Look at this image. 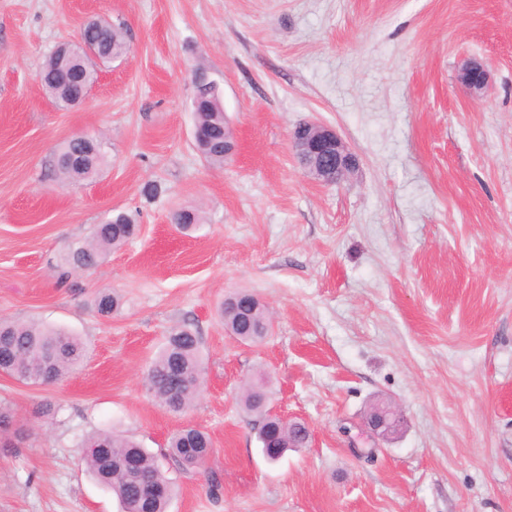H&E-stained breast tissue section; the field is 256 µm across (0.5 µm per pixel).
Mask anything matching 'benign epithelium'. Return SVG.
Here are the masks:
<instances>
[{
    "label": "benign epithelium",
    "mask_w": 512,
    "mask_h": 512,
    "mask_svg": "<svg viewBox=\"0 0 512 512\" xmlns=\"http://www.w3.org/2000/svg\"><path fill=\"white\" fill-rule=\"evenodd\" d=\"M459 82L471 98L478 100L488 83V70L485 64L475 59H467L461 66ZM292 148L296 154L310 159L308 172L316 180L332 184L336 178L330 176L329 166L346 174L356 168V158L349 151L337 133L314 120L301 124L292 132ZM397 422L385 414L372 415L365 421V427L374 438H384Z\"/></svg>",
    "instance_id": "benign-epithelium-1"
}]
</instances>
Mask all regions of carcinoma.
<instances>
[{"mask_svg":"<svg viewBox=\"0 0 512 512\" xmlns=\"http://www.w3.org/2000/svg\"><path fill=\"white\" fill-rule=\"evenodd\" d=\"M82 41L97 48L103 55L120 58L127 45L121 29L109 23L88 24L81 32ZM80 72L83 82L97 80V70L80 56L64 62L52 53L41 70V82L52 100L62 106L72 105L78 93L77 84L64 80L65 72ZM192 107L197 136L195 146L210 163H224V136L229 134L224 123L221 92L216 84L197 74ZM104 161L101 150L87 154L85 149L67 142L55 162L66 181L79 180L94 174ZM177 226L189 230L199 223V214L191 209L173 213ZM137 224L131 216L120 212L103 224L95 225L91 241L70 249L67 265L73 269L95 265L108 251L127 243L136 234ZM98 313L110 315L118 307L117 298L107 291L96 296ZM225 328L245 344L264 340L260 333L271 326L267 309L255 295L244 292L236 303L220 305ZM84 356L81 340L69 331L34 320L0 321V374L34 384L48 385L67 375ZM201 336L185 323L166 337L146 374L147 392L168 412L182 415L189 411L202 388ZM264 379L245 389L243 405L261 417L258 442L264 457L275 462L288 448H303L309 442L308 427L298 421L283 422L268 415ZM85 465L87 471L107 490L116 495L121 512H168L174 492V481L157 463L156 457L139 444L114 433L88 435ZM169 457L181 470L203 467L211 453L206 433L185 426L169 440Z\"/></svg>","mask_w":512,"mask_h":512,"instance_id":"1","label":"carcinoma"}]
</instances>
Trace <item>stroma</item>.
<instances>
[{
	"label": "stroma",
	"instance_id": "35a3bbf8",
	"mask_svg": "<svg viewBox=\"0 0 512 512\" xmlns=\"http://www.w3.org/2000/svg\"><path fill=\"white\" fill-rule=\"evenodd\" d=\"M92 19L130 50L60 108L42 66ZM466 58L490 72L478 101ZM199 69L237 144L220 165L193 141ZM309 119L357 156L347 180L299 164L290 137ZM77 135L105 161L67 183L55 155ZM183 208L202 217L186 233ZM118 211L138 236L62 275ZM241 290L273 316L261 345L217 315ZM1 318L66 327L85 356L49 386L0 375L18 427L0 512H120L82 462L97 430L158 456L178 486L168 512H512V0H0ZM183 323L204 372L178 416L145 375ZM259 374L271 409L311 433L274 464L241 402ZM377 400L403 416L385 441L364 427ZM187 425L212 441L197 471L166 455Z\"/></svg>",
	"mask_w": 512,
	"mask_h": 512
}]
</instances>
